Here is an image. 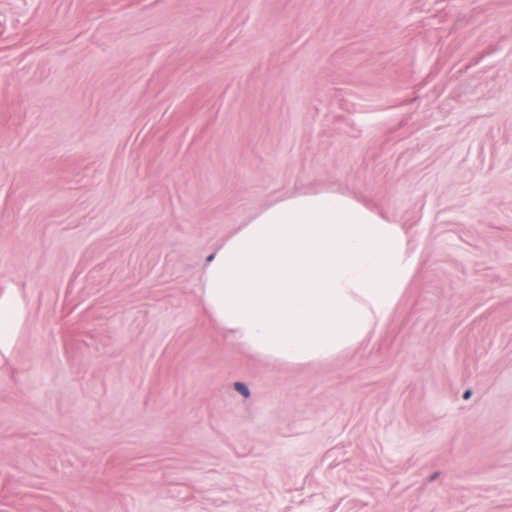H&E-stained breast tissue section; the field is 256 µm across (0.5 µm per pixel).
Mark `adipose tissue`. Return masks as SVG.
<instances>
[{"label": "adipose tissue", "mask_w": 512, "mask_h": 512, "mask_svg": "<svg viewBox=\"0 0 512 512\" xmlns=\"http://www.w3.org/2000/svg\"><path fill=\"white\" fill-rule=\"evenodd\" d=\"M417 259L400 225L356 197L286 193L225 237L199 294L255 354L320 363L379 332Z\"/></svg>", "instance_id": "obj_1"}]
</instances>
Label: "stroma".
Returning <instances> with one entry per match:
<instances>
[{
	"label": "stroma",
	"mask_w": 512,
	"mask_h": 512,
	"mask_svg": "<svg viewBox=\"0 0 512 512\" xmlns=\"http://www.w3.org/2000/svg\"><path fill=\"white\" fill-rule=\"evenodd\" d=\"M418 253L271 363L201 272L287 191ZM0 512H512V0H0Z\"/></svg>",
	"instance_id": "obj_1"
}]
</instances>
